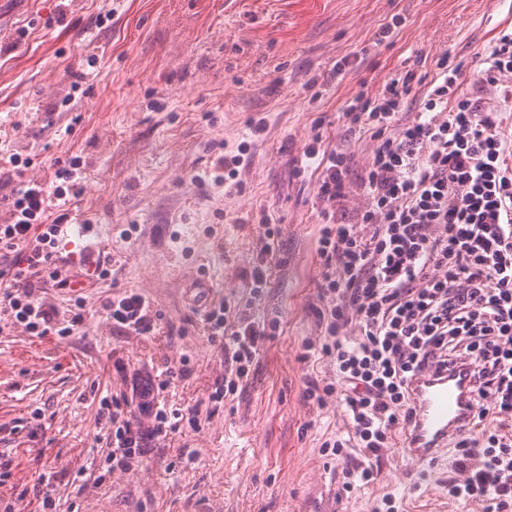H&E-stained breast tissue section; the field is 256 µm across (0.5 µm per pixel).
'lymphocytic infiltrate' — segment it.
Returning a JSON list of instances; mask_svg holds the SVG:
<instances>
[{"label": "lymphocytic infiltrate", "instance_id": "obj_1", "mask_svg": "<svg viewBox=\"0 0 512 512\" xmlns=\"http://www.w3.org/2000/svg\"><path fill=\"white\" fill-rule=\"evenodd\" d=\"M414 79L406 71L348 112L377 141L363 183L367 203L355 221L319 231L318 286L328 304L319 313V343L304 345L320 347L334 363L335 385L309 389L307 396H343L352 437L327 446L337 456L348 445L360 448L365 482L374 477L372 459L409 419V381L417 373L466 365L475 394L473 425L491 414L512 417V131L497 113L458 96L457 72L445 68L431 81L423 112L395 127ZM478 80L512 98V31L487 47ZM304 156L322 168L323 201H345L347 155L320 154L312 143ZM9 163L17 184L8 204L11 220L0 224V305L30 335L64 338L85 320L79 280L55 265L56 227L69 217L66 203L79 195L73 184L79 163L57 166L44 182L25 178L29 160L14 154ZM46 284L74 293L67 315L36 295ZM106 309L113 327L125 333L144 335L156 326L157 314L141 294L116 297ZM226 311L218 305L204 314L210 341L233 363L211 390L215 402L247 383L268 336L265 322L247 314L231 321ZM185 374L169 367L161 378L134 376L135 411L106 416L109 471L142 466L148 442L179 429L182 411L168 408L161 395ZM455 448L463 478L449 482V495L486 503L487 512H512V439L492 433L482 440L467 430Z\"/></svg>", "mask_w": 512, "mask_h": 512}]
</instances>
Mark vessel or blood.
I'll list each match as a JSON object with an SVG mask.
<instances>
[{
	"instance_id": "1",
	"label": "vessel or blood",
	"mask_w": 512,
	"mask_h": 512,
	"mask_svg": "<svg viewBox=\"0 0 512 512\" xmlns=\"http://www.w3.org/2000/svg\"><path fill=\"white\" fill-rule=\"evenodd\" d=\"M91 225L62 224L58 235L74 260H93ZM466 369L426 371L410 382L412 416L399 452L407 459L433 462L451 437L464 431L473 412L474 395Z\"/></svg>"
}]
</instances>
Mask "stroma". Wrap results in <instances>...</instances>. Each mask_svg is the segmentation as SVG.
I'll use <instances>...</instances> for the list:
<instances>
[{"instance_id":"stroma-1","label":"stroma","mask_w":512,"mask_h":512,"mask_svg":"<svg viewBox=\"0 0 512 512\" xmlns=\"http://www.w3.org/2000/svg\"><path fill=\"white\" fill-rule=\"evenodd\" d=\"M507 27L512 0H0V157H30L38 181L79 160L70 217L97 229L111 271L86 288L75 335L32 336L0 310V459L11 463L0 498L41 512L30 489L50 471L54 512H486L448 494L456 449L429 466L399 455L402 425L374 480L339 495L343 467L363 457L325 451L352 428L336 396L305 398L336 373L302 345L321 337L318 228L366 203L376 142L346 117L355 97L408 70L433 78L444 60L460 70V95L512 111L477 81ZM315 138L351 157L343 203L323 201L319 171L304 164ZM237 152L236 179L208 181L217 158ZM269 224L278 246L255 301L245 274ZM129 292L157 312L151 333L113 329L105 305ZM220 303L277 328L248 383L214 403L230 361L202 319ZM183 363L187 376L164 397L197 408L195 425L151 442L138 469L108 473L103 398L128 394L136 371Z\"/></svg>"}]
</instances>
